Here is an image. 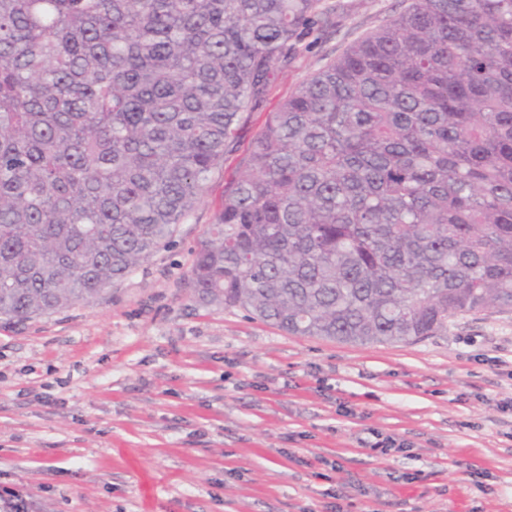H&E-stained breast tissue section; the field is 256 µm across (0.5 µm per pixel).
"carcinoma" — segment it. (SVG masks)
I'll list each match as a JSON object with an SVG mask.
<instances>
[{
	"mask_svg": "<svg viewBox=\"0 0 512 512\" xmlns=\"http://www.w3.org/2000/svg\"><path fill=\"white\" fill-rule=\"evenodd\" d=\"M334 0H0V318L170 243ZM202 306L413 344L512 311V0H412L268 114L195 252Z\"/></svg>",
	"mask_w": 512,
	"mask_h": 512,
	"instance_id": "carcinoma-1",
	"label": "carcinoma"
}]
</instances>
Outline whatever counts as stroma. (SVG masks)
Segmentation results:
<instances>
[{
    "label": "stroma",
    "mask_w": 512,
    "mask_h": 512,
    "mask_svg": "<svg viewBox=\"0 0 512 512\" xmlns=\"http://www.w3.org/2000/svg\"><path fill=\"white\" fill-rule=\"evenodd\" d=\"M355 3L245 111L172 245L94 302L0 319V490L29 512H512V312L354 345L200 306L186 286L267 113L401 6ZM378 432L404 449L380 454Z\"/></svg>",
    "instance_id": "35a3bbf8"
}]
</instances>
